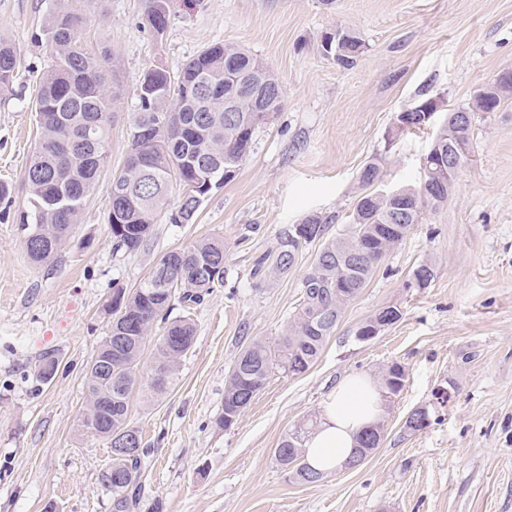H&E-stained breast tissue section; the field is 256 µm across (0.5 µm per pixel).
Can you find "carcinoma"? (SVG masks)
I'll return each instance as SVG.
<instances>
[{
	"mask_svg": "<svg viewBox=\"0 0 512 512\" xmlns=\"http://www.w3.org/2000/svg\"><path fill=\"white\" fill-rule=\"evenodd\" d=\"M98 0H53L41 26L39 39L52 48L55 64L39 80L35 103L40 137L25 166L23 182L28 201L15 215L32 262L54 261L64 249L85 200L108 159L113 105L123 94L121 64L105 46L92 53L80 41L86 7ZM172 0H150L143 27L155 36L164 34ZM322 53L337 65L349 68L363 53L365 43L353 30L342 26L321 32ZM16 56L11 44L0 38V89L14 82ZM262 71L261 91L237 88L243 72ZM500 81L486 83L465 108L473 116L499 112L512 103V71L498 74ZM282 92L275 72L259 57L234 44H215L187 60L179 75L162 65L149 67L134 96L129 150L122 169L112 175L108 200V225L114 250L134 253L144 249L157 218L172 205L173 186L181 177L197 178L201 197L211 193L208 181L218 187L235 177L247 159L256 130L263 125L258 96ZM236 95L235 111H226L225 100ZM463 132L457 123H444L432 145L450 148ZM381 181V161L365 162L357 173L361 193L352 213L353 230L340 237H325L327 221L308 215L278 237L273 271L284 275L293 268L300 245L323 241L322 248L303 281L304 297L276 347L251 340L238 354L224 389V410L216 424L227 428L240 405L259 392L275 368L301 374L321 355L335 331L342 311L365 287L387 251L402 241L419 223L428 207L437 209L448 199V176L436 172L419 188L403 189L392 200L373 190ZM199 204H178L173 224H191ZM141 226L145 236L134 239L130 227ZM227 254L224 240L202 239L193 245L164 254L134 289H114L104 311L108 332L86 371L87 396L97 399L95 436L113 442L118 436H141L129 418L134 390L147 399L159 400L176 380L179 360L192 347L197 327L188 315H173L176 306L189 311L224 285ZM434 268L418 264L406 281L408 288H426ZM402 317L396 306H385L359 327L361 336L377 325L391 326ZM152 347L155 371L139 374L141 358ZM59 359L45 353L37 377L50 382ZM405 369L393 363L385 369L387 393L396 396L405 385ZM384 439L377 424L364 431L352 456L371 455ZM301 431L285 436L273 455L289 478L316 483L323 474L302 460ZM112 458V473L102 482L112 490V512H130L136 504L139 478L148 453Z\"/></svg>",
	"mask_w": 512,
	"mask_h": 512,
	"instance_id": "carcinoma-1",
	"label": "carcinoma"
}]
</instances>
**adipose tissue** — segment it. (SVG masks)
Returning a JSON list of instances; mask_svg holds the SVG:
<instances>
[{"instance_id": "1", "label": "adipose tissue", "mask_w": 512, "mask_h": 512, "mask_svg": "<svg viewBox=\"0 0 512 512\" xmlns=\"http://www.w3.org/2000/svg\"><path fill=\"white\" fill-rule=\"evenodd\" d=\"M382 390L368 376H350L337 384L322 405L318 428L303 443L304 460L313 470L329 474L350 456L358 435L378 422Z\"/></svg>"}]
</instances>
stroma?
<instances>
[{"label":"stroma","instance_id":"stroma-1","mask_svg":"<svg viewBox=\"0 0 512 512\" xmlns=\"http://www.w3.org/2000/svg\"><path fill=\"white\" fill-rule=\"evenodd\" d=\"M51 0H0V38L16 48L12 90L0 92V512H112L101 474L105 441L79 430L85 373L105 337L114 288H134L167 252L224 240L225 282L199 306L197 334L159 401L133 396L130 418L150 448L133 512H512V108L478 120L471 159L447 204L425 210L349 302L317 362L275 370L229 429L218 428L228 371L253 339L276 344L303 300L319 242L301 247L283 276L260 266L291 224L316 213L327 235L350 231L357 172L382 163L379 190L419 185L423 158L449 109L468 106L499 72L512 70V0H174L162 36L142 27L148 0H103L80 34L91 51L121 61L109 159L58 260L37 267L13 218L26 202L23 173L38 139L39 78L53 63L36 41ZM356 31L366 49L354 68L324 56L322 31ZM235 43L279 76L282 108L261 127L236 177L202 200L194 223L159 217L148 246L113 250L107 224L112 175L129 143L134 90L151 65L178 73L214 43ZM437 97L434 126L396 131L399 112ZM430 262L429 287L406 288ZM401 319L367 341L361 324L381 307ZM59 370L36 378L44 352ZM406 370L388 397L385 437L364 463L315 483L289 479L273 457L295 429L313 431L321 405L351 374ZM453 397L437 405L435 392ZM431 423L406 429L408 414Z\"/></svg>","mask_w":512,"mask_h":512}]
</instances>
